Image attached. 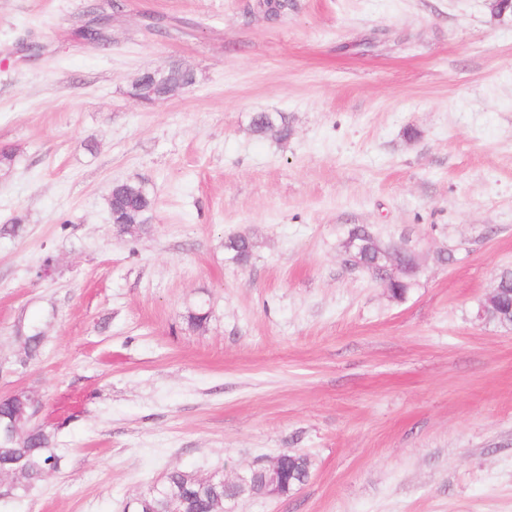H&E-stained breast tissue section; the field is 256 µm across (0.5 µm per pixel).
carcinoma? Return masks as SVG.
<instances>
[{
  "label": "carcinoma",
  "instance_id": "cac0c4a2",
  "mask_svg": "<svg viewBox=\"0 0 512 512\" xmlns=\"http://www.w3.org/2000/svg\"><path fill=\"white\" fill-rule=\"evenodd\" d=\"M252 130L258 135L288 137V127L269 113L252 119ZM108 208L119 231L142 229L149 224L154 208L151 196L137 182H118L108 192ZM232 259L244 263L251 243L244 237H232L224 243ZM38 399L24 392L0 397V474L12 478L17 490H26L60 467L55 435L44 425L29 419ZM289 475L309 478L308 460L295 455L288 462ZM140 512H224V483L203 484L188 471L173 470L142 498Z\"/></svg>",
  "mask_w": 512,
  "mask_h": 512
}]
</instances>
